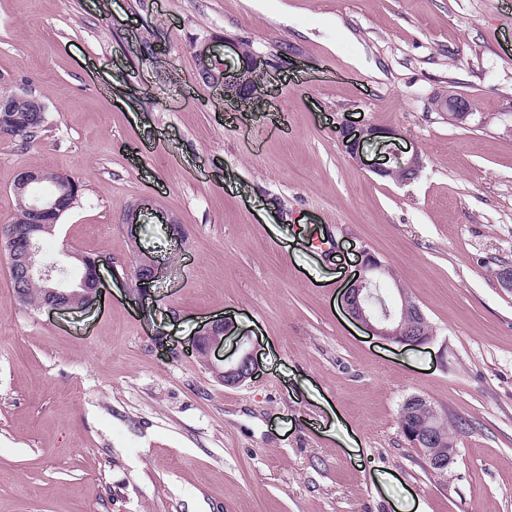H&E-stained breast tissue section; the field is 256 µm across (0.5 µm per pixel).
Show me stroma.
Segmentation results:
<instances>
[{
	"label": "stroma",
	"instance_id": "1",
	"mask_svg": "<svg viewBox=\"0 0 512 512\" xmlns=\"http://www.w3.org/2000/svg\"><path fill=\"white\" fill-rule=\"evenodd\" d=\"M207 42L255 55L250 107L199 77ZM0 78L49 115L34 144L0 133V228L18 171L71 177L42 258L105 281L90 307L20 305L0 240V512H512V0H0ZM449 88L466 123L430 108ZM347 120L402 129L422 171L377 175ZM161 213L179 237L142 288ZM364 250L430 343L347 314ZM221 317L244 334L223 355H254L239 386L191 350ZM413 395L471 423L446 477L401 432Z\"/></svg>",
	"mask_w": 512,
	"mask_h": 512
}]
</instances>
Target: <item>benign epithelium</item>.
<instances>
[{"label": "benign epithelium", "instance_id": "1", "mask_svg": "<svg viewBox=\"0 0 512 512\" xmlns=\"http://www.w3.org/2000/svg\"><path fill=\"white\" fill-rule=\"evenodd\" d=\"M198 71L203 80L217 87L224 97L233 101H247L251 94L244 93L246 76L254 73L253 58H242L235 67H230L220 53L210 44H204L196 50ZM433 109L437 112H454L459 120L467 119L472 110L468 107L466 98L455 90H448L432 98ZM339 142L351 156L359 157L360 150L367 143H377L385 148L383 162L377 164L375 173L382 177H392L399 172L411 170L419 173L424 166L419 148L401 150L396 147V141L404 136L401 129L395 127L382 128L373 124L351 125L342 123L338 129ZM43 182H50L57 187V193L47 198H35L20 218L25 225V234L17 238L11 227L0 230L9 246L8 276L15 281V276L22 275L29 280L37 279L43 282L47 297L40 305V310L51 311L71 306V285L59 279L49 266L40 259L39 240L42 233H53L56 223L45 224L43 219L48 216H58L69 209L68 196L64 194L66 180L64 175L47 169H24L20 171L12 184V192L16 195H27L31 188ZM86 275L79 287L87 290L82 305L94 304L100 296L102 277L99 261L81 255ZM160 262L147 256L140 257L135 269L136 281L145 286L159 278ZM384 271V265L372 253L364 250L361 254L360 271L344 294V304L348 314L356 322L362 324L373 335L386 340L401 343L405 341V331L399 318L406 315L412 302L404 295L393 300V305L381 302V307L375 308L370 303L371 288L376 286L375 277ZM236 333L235 323L228 319H216L203 325L194 336L191 348L206 353V361L215 377L230 386L242 384L253 377L255 363L253 354L246 352L237 360L226 362L223 359L212 360L216 351L224 347V337Z\"/></svg>", "mask_w": 512, "mask_h": 512}]
</instances>
